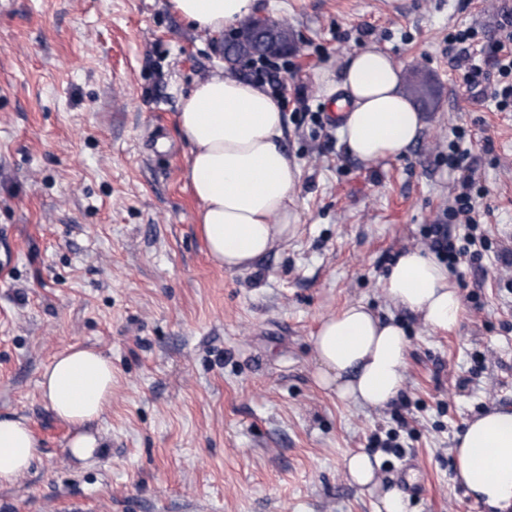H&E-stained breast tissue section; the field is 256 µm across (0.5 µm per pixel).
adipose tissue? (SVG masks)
<instances>
[{
    "label": "adipose tissue",
    "instance_id": "ef3b65f1",
    "mask_svg": "<svg viewBox=\"0 0 512 512\" xmlns=\"http://www.w3.org/2000/svg\"><path fill=\"white\" fill-rule=\"evenodd\" d=\"M194 29L223 39L227 26L255 11V0H168ZM401 67L374 47L345 60L340 132L350 153L373 162L404 153L423 126L405 95ZM179 132L190 147L187 181L199 203L210 258L225 271L249 268L293 229V190L300 176L284 148L281 106L254 82L215 74L182 94ZM386 299L435 331H454L463 305L445 263L423 250L402 252L381 280ZM316 381L359 406H388L403 387L409 349L405 328L366 304H348L320 321L312 336ZM43 397L78 431L74 458L96 447L83 427L112 398V362L71 347L57 354L40 381ZM40 443L23 417H0V487L14 484L39 457ZM455 481L487 512H512V409L493 408L466 421L455 438Z\"/></svg>",
    "mask_w": 512,
    "mask_h": 512
}]
</instances>
